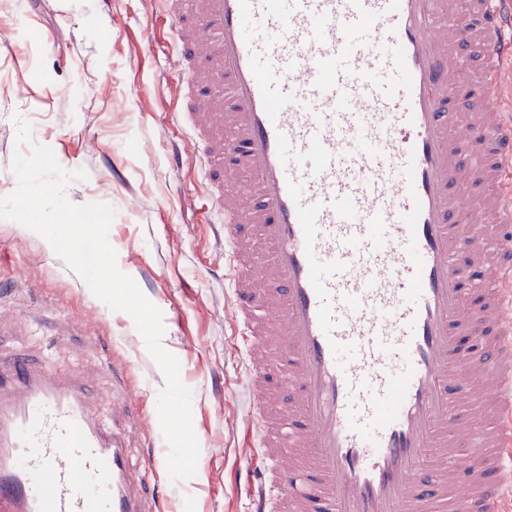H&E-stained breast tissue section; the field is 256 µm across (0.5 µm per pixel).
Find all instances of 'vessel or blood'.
<instances>
[{
  "label": "vessel or blood",
  "instance_id": "b4317fda",
  "mask_svg": "<svg viewBox=\"0 0 512 512\" xmlns=\"http://www.w3.org/2000/svg\"><path fill=\"white\" fill-rule=\"evenodd\" d=\"M163 2L224 221L250 512H505L512 0ZM0 512H152L125 425L22 353L0 360Z\"/></svg>",
  "mask_w": 512,
  "mask_h": 512
}]
</instances>
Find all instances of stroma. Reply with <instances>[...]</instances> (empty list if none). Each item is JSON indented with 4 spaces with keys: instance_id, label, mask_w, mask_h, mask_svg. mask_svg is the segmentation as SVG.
Masks as SVG:
<instances>
[{
    "instance_id": "obj_1",
    "label": "stroma",
    "mask_w": 512,
    "mask_h": 512,
    "mask_svg": "<svg viewBox=\"0 0 512 512\" xmlns=\"http://www.w3.org/2000/svg\"><path fill=\"white\" fill-rule=\"evenodd\" d=\"M23 49L0 45V198L17 187L15 153L52 149L69 172L66 196L117 211L108 234L117 265L163 314L165 349L192 391L200 444L192 478L171 479L150 455L166 447L157 400L165 380L132 318L98 299L52 246L0 219V352L21 351L84 381L91 402L123 418V379L139 389L141 426L128 441L148 466L154 512H248L238 472L249 448V397L241 365L224 348L230 296L217 260L221 229L199 221L202 162L172 159L182 139L170 64L174 41L161 0H0V29Z\"/></svg>"
}]
</instances>
